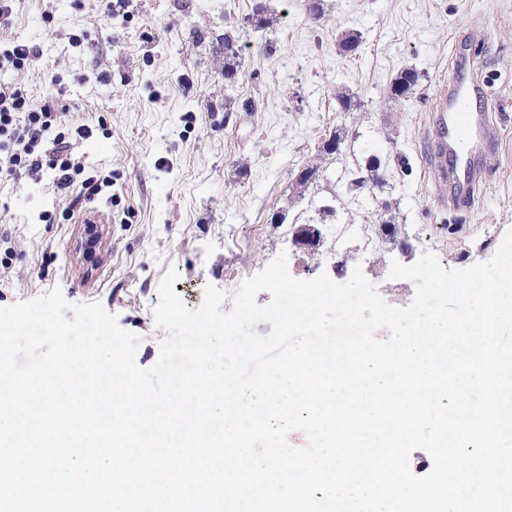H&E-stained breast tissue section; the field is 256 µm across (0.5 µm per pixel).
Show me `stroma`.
I'll use <instances>...</instances> for the list:
<instances>
[{
    "instance_id": "obj_1",
    "label": "stroma",
    "mask_w": 512,
    "mask_h": 512,
    "mask_svg": "<svg viewBox=\"0 0 512 512\" xmlns=\"http://www.w3.org/2000/svg\"><path fill=\"white\" fill-rule=\"evenodd\" d=\"M260 0H13L0 41L35 45L38 62L0 74V87L52 98L69 124L91 126L73 143L86 169L112 173L113 185L75 201L51 173L0 180V306L61 288L74 304L98 301L140 337L136 361L151 367L165 332L152 308L168 267L188 308L207 285L233 292L280 253L298 279L327 274L347 282L354 267L393 307L409 306L415 286L389 279L434 254L447 269L491 259L512 229V0L264 1L270 24L243 22ZM243 47L234 84L224 81L219 39ZM360 34L357 53L337 47ZM479 59L489 109L503 146L485 159L486 180L472 207L442 211L445 187L427 160L431 110L450 82L457 54ZM417 70L416 95L392 98L391 80ZM359 106L341 111L338 92ZM252 100L255 111L242 107ZM341 153L320 151L333 133ZM320 169L298 188L300 169ZM384 173L354 196L349 172ZM335 210L323 217L322 207ZM94 212L99 237L87 249L82 216ZM395 237L381 235L383 223ZM324 235L352 224L379 231L372 251L328 243L309 255L293 241L299 225Z\"/></svg>"
}]
</instances>
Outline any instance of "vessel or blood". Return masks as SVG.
<instances>
[{"instance_id":"obj_1","label":"vessel or blood","mask_w":512,"mask_h":512,"mask_svg":"<svg viewBox=\"0 0 512 512\" xmlns=\"http://www.w3.org/2000/svg\"><path fill=\"white\" fill-rule=\"evenodd\" d=\"M478 91L477 81L469 76L442 87L434 100L437 118L432 164L448 186L447 193L437 199L444 210L476 201L484 175L483 158L501 145L500 131L490 122L488 112L469 105Z\"/></svg>"}]
</instances>
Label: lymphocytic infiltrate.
<instances>
[{
  "label": "lymphocytic infiltrate",
  "mask_w": 512,
  "mask_h": 512,
  "mask_svg": "<svg viewBox=\"0 0 512 512\" xmlns=\"http://www.w3.org/2000/svg\"><path fill=\"white\" fill-rule=\"evenodd\" d=\"M84 125L61 121L49 101H38L25 91H0V178L18 180L51 171L58 190L92 197L111 187L112 177L86 171L70 152L71 137H89Z\"/></svg>",
  "instance_id": "1"
}]
</instances>
